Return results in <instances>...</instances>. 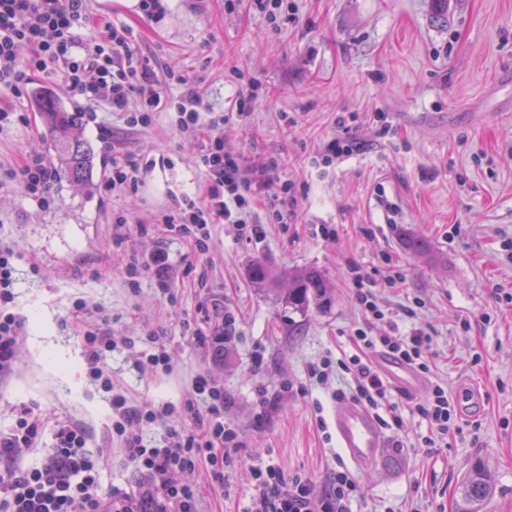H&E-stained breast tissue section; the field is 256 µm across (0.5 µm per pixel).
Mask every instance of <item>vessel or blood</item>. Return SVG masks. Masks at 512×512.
Here are the masks:
<instances>
[{
	"instance_id": "b4317fda",
	"label": "vessel or blood",
	"mask_w": 512,
	"mask_h": 512,
	"mask_svg": "<svg viewBox=\"0 0 512 512\" xmlns=\"http://www.w3.org/2000/svg\"><path fill=\"white\" fill-rule=\"evenodd\" d=\"M373 365L395 391L413 395L424 391L428 380L412 365L390 354L378 351L373 355ZM333 428L338 447L357 469H364L377 461L385 447V434L375 416L362 404L341 401L333 414Z\"/></svg>"
}]
</instances>
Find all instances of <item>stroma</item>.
Returning a JSON list of instances; mask_svg holds the SVG:
<instances>
[{"mask_svg":"<svg viewBox=\"0 0 512 512\" xmlns=\"http://www.w3.org/2000/svg\"><path fill=\"white\" fill-rule=\"evenodd\" d=\"M290 2V21L276 29L250 0L231 13L224 0H170L158 23L116 0H89L93 16L128 27L161 69L195 77L215 111L235 93L227 67L256 83L247 123L214 133L226 152L275 160L280 176L296 180L298 218L267 225L251 241L235 225H214L203 255L167 232L141 237L137 225L153 222L174 198L202 193L198 147L166 120L131 131L97 107L77 136L98 152L99 127L111 126L121 152L155 165L137 193L112 198L99 190L107 170L96 163L86 185L58 180V204L47 212L20 186L0 189V239L21 255L16 306L29 318L14 370L0 383V430L13 422L12 404L36 403L44 427L22 465L44 460L56 425L68 419L87 429L89 450L102 458L100 492L137 489L138 471L108 436L109 396L86 374L81 328L105 318L115 339L133 338L146 352L160 343L169 355L167 368L141 371L128 352L107 354L112 381L128 398L176 403L198 376L223 387L224 419L241 443L233 464L220 478L206 465L173 476L195 483L203 512H246L254 471L270 464L323 489L341 453L333 429L319 422L330 419L342 382L318 384L310 370L354 351L350 336L363 324L348 277L354 266L401 333L432 336L429 378L447 387L457 419L447 446L423 447L429 424L390 393L402 426L386 431L375 465L353 470L351 512H459L461 480L477 458L494 488L482 512H512V0H449L444 22L430 0ZM45 95L64 111L82 109L64 79L34 74L22 96L6 100L29 123L0 133L1 164L29 152L55 161ZM341 115L353 116L348 132L361 151L315 162L323 143L340 135ZM380 123L389 134L377 136ZM120 216L127 226L119 242ZM405 231L425 239L429 254L406 251ZM159 248L206 267L208 288L181 284L164 294L145 277L131 289L127 263ZM256 260L321 269L330 303L288 315L251 283ZM391 261L404 273L392 288L384 283ZM80 300L91 312L76 318ZM408 307L414 316H405ZM220 327L228 335L224 356L193 345L192 333L211 338ZM259 385L278 396L260 421ZM464 388L480 403L463 405Z\"/></svg>","mask_w":512,"mask_h":512,"instance_id":"stroma-1","label":"stroma"}]
</instances>
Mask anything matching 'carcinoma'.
Wrapping results in <instances>:
<instances>
[{"label": "carcinoma", "instance_id": "1", "mask_svg": "<svg viewBox=\"0 0 512 512\" xmlns=\"http://www.w3.org/2000/svg\"><path fill=\"white\" fill-rule=\"evenodd\" d=\"M42 110L53 133L52 146L57 153L60 173L76 182L85 181L93 166L94 152L87 142L73 135L80 124V113L63 111L51 98L43 100ZM248 274L257 287L280 297L285 307L294 313L305 315L310 307L321 308L329 302L325 275L316 267L276 269L256 260ZM462 486L464 501L469 506L465 512H481V504L491 494L481 462H476L466 473Z\"/></svg>", "mask_w": 512, "mask_h": 512}]
</instances>
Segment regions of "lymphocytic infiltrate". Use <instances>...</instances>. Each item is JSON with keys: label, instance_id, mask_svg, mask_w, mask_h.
Listing matches in <instances>:
<instances>
[{"label": "lymphocytic infiltrate", "instance_id": "1", "mask_svg": "<svg viewBox=\"0 0 512 512\" xmlns=\"http://www.w3.org/2000/svg\"><path fill=\"white\" fill-rule=\"evenodd\" d=\"M86 30L79 38L78 30ZM32 46L28 59H20V45ZM46 79L64 75L73 97L92 107L107 104L122 117L127 129L150 126L158 113L170 115V125L183 139L195 140L199 131L230 121H242L253 111L256 96L242 91L241 75L230 70L229 78L238 91L224 113L206 104L197 81L175 72L159 76L151 56L133 43L127 28L95 22L88 13L87 0H0V96H19L31 82L32 72ZM102 140L110 176L102 183L104 193H133L139 187L142 170L151 160L120 154L110 130ZM205 172L201 196L183 197L156 218L167 231L193 242L206 253L216 224L238 225L242 234L259 238L268 224H290L296 218L298 196L295 181L275 177L268 163L248 162L225 153L221 138L208 139L200 152ZM54 167L40 155L26 156L18 167L0 173V187L19 182L24 193L40 210L54 203ZM18 253L14 246L0 242V380L13 370L16 352L25 333V318L14 306V284ZM193 264L176 267L165 250L155 251L148 260L131 259L126 266L130 281L150 277L161 291H169L176 280L190 276ZM81 341L86 350L88 377L109 393L112 407L111 435L124 448L127 459L147 479L139 491L113 490L99 493L102 462L87 449L89 436L72 422H61L54 432L51 454L39 464L23 467L16 459L22 449L34 447L43 420L35 406H13V422L0 431V512H142L143 499H151L153 512H199L197 489L190 483L172 482L173 472L195 471L204 454L219 449L225 461H232L240 443L235 430L224 422V391L197 377L192 391L181 405L134 403L116 391L104 358L118 348L133 349L131 340L116 342L110 328L88 323ZM352 341L357 348L348 359L323 360L311 369L317 382H325L331 370L350 375L352 398L372 412L386 408L387 388L373 369L368 355L382 350L413 365L421 373L431 371L432 338L416 329L372 335L356 329ZM431 433L426 447H440L455 407L448 391L435 383L427 396L414 405ZM166 422L163 444L152 445L148 430ZM355 483L344 466H337L323 491L308 482L287 478L275 467L257 469L250 512H349Z\"/></svg>", "mask_w": 512, "mask_h": 512}]
</instances>
